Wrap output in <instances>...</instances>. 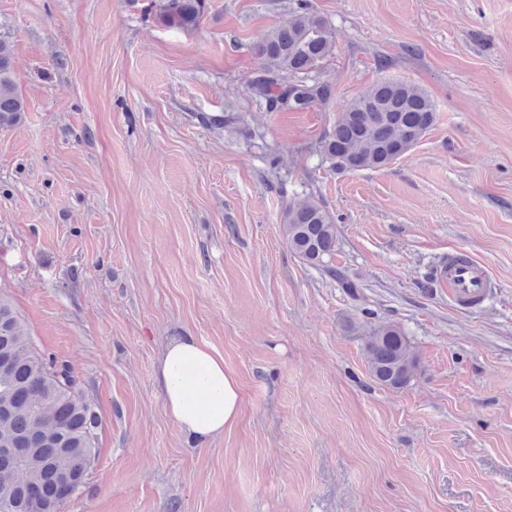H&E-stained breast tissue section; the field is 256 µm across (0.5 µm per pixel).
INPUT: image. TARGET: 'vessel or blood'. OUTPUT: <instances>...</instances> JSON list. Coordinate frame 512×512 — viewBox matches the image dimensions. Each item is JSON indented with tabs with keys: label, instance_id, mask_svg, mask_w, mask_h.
<instances>
[{
	"label": "vessel or blood",
	"instance_id": "vessel-or-blood-1",
	"mask_svg": "<svg viewBox=\"0 0 512 512\" xmlns=\"http://www.w3.org/2000/svg\"><path fill=\"white\" fill-rule=\"evenodd\" d=\"M440 282L448 290V298L462 308L479 307L495 287L485 264L465 250L453 249L439 264Z\"/></svg>",
	"mask_w": 512,
	"mask_h": 512
}]
</instances>
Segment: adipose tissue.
<instances>
[{"label": "adipose tissue", "instance_id": "adipose-tissue-1", "mask_svg": "<svg viewBox=\"0 0 512 512\" xmlns=\"http://www.w3.org/2000/svg\"><path fill=\"white\" fill-rule=\"evenodd\" d=\"M167 413L178 428L198 439L223 435L238 421L242 390L224 357L192 336L176 337L163 347L156 366Z\"/></svg>", "mask_w": 512, "mask_h": 512}]
</instances>
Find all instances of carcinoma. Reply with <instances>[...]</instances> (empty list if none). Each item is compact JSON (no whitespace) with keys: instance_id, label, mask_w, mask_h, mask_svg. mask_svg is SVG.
<instances>
[{"instance_id":"1","label":"carcinoma","mask_w":512,"mask_h":512,"mask_svg":"<svg viewBox=\"0 0 512 512\" xmlns=\"http://www.w3.org/2000/svg\"><path fill=\"white\" fill-rule=\"evenodd\" d=\"M205 10L206 0H160L159 18L188 31L199 26ZM288 10V21L253 47L262 64L248 89L270 112H303L332 98L318 68L334 52L333 29L306 0H294ZM23 111L13 62L0 49V126L15 123ZM435 119V104L422 88L382 78L337 113L320 141L322 161L337 172L386 167L418 144ZM283 230L292 253L355 292L353 281L326 264L337 232L325 205L288 204ZM366 350L379 384H409L416 360L397 325L375 324ZM97 428L94 403L77 389L69 366L36 352L11 302L0 296V508L60 512L85 483L97 455Z\"/></svg>"}]
</instances>
